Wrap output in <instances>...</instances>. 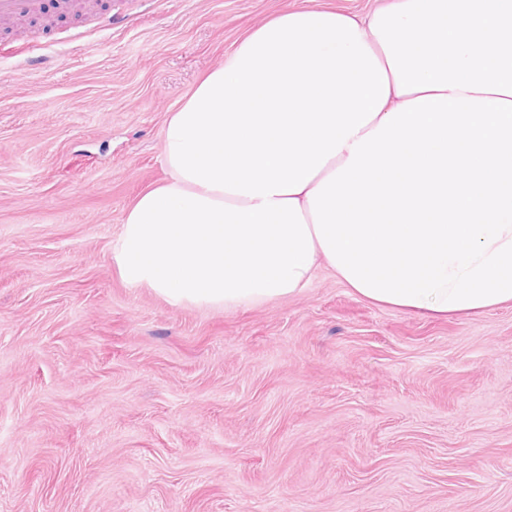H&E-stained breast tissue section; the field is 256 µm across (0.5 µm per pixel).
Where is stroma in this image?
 <instances>
[{"label":"stroma","mask_w":512,"mask_h":512,"mask_svg":"<svg viewBox=\"0 0 512 512\" xmlns=\"http://www.w3.org/2000/svg\"><path fill=\"white\" fill-rule=\"evenodd\" d=\"M371 0H118L0 41V512H512V304L431 317L328 268L221 311L112 241L169 112L250 30Z\"/></svg>","instance_id":"stroma-1"}]
</instances>
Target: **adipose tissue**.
Instances as JSON below:
<instances>
[{"label": "adipose tissue", "mask_w": 512, "mask_h": 512, "mask_svg": "<svg viewBox=\"0 0 512 512\" xmlns=\"http://www.w3.org/2000/svg\"><path fill=\"white\" fill-rule=\"evenodd\" d=\"M163 157L112 260L172 306L287 298L322 265L378 305L512 303V0L285 11L170 113Z\"/></svg>", "instance_id": "ef3b65f1"}]
</instances>
